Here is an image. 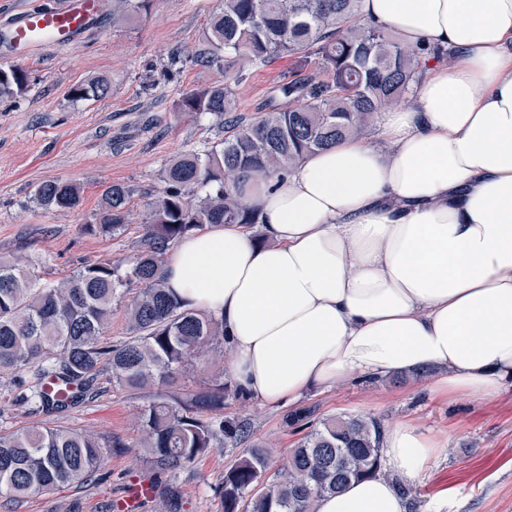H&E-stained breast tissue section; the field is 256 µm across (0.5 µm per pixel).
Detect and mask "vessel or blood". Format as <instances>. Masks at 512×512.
<instances>
[{"label": "vessel or blood", "mask_w": 512, "mask_h": 512, "mask_svg": "<svg viewBox=\"0 0 512 512\" xmlns=\"http://www.w3.org/2000/svg\"><path fill=\"white\" fill-rule=\"evenodd\" d=\"M105 0H62L54 7L17 11L0 22V59L18 61L39 47L65 48L102 23ZM154 493L150 481L136 480L132 495L116 504L118 512H136L140 502Z\"/></svg>", "instance_id": "b4317fda"}]
</instances>
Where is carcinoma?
Instances as JSON below:
<instances>
[{
  "label": "carcinoma",
  "mask_w": 512,
  "mask_h": 512,
  "mask_svg": "<svg viewBox=\"0 0 512 512\" xmlns=\"http://www.w3.org/2000/svg\"><path fill=\"white\" fill-rule=\"evenodd\" d=\"M153 0H112L117 24L146 13ZM359 0H224L212 14L201 46L190 56L202 66L224 69V83L185 94L184 112L208 113L221 122L224 141L204 153L187 152L165 165L163 186L149 204L139 250L123 276L109 260L86 262L58 284H41L22 256L0 260V371L25 369L32 399L47 414L84 400L101 367L122 389L157 387L140 411L141 447L157 469L176 472L208 449L248 437L247 426L204 413L224 408V385L171 401L163 389L192 366L206 347L224 336L219 318L191 308L166 285L164 255L186 234L206 224H254L246 186L267 182L292 169L304 156L346 137L365 134L377 115L403 102L421 77V49L403 45L382 26L357 23ZM291 57L299 65L316 60L309 75L280 78L274 100L262 115L239 110L234 88L248 66ZM17 67L0 68V97L24 92ZM103 80L72 90L79 99L102 98ZM133 189L110 186L90 235H120L130 224ZM76 186L49 179L34 201L45 211L73 208ZM138 286L127 302L130 337L102 341L112 301L122 287ZM77 386L70 401L43 389L49 377ZM300 433L285 471L266 477L270 452L252 448L224 471L223 512H315L321 496L337 494L362 478L381 475L421 512L414 482L383 468L386 432L381 419L349 415L319 420L303 408L286 418ZM76 430L33 425L0 431V494L15 500L35 492L85 484L106 464L107 448H125Z\"/></svg>",
  "instance_id": "carcinoma-1"
}]
</instances>
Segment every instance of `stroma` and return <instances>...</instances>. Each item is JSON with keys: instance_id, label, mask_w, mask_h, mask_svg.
<instances>
[{"instance_id": "1", "label": "stroma", "mask_w": 512, "mask_h": 512, "mask_svg": "<svg viewBox=\"0 0 512 512\" xmlns=\"http://www.w3.org/2000/svg\"><path fill=\"white\" fill-rule=\"evenodd\" d=\"M221 5L222 0H155L150 15L117 25L104 18L72 48H44L18 61L28 78L27 89L0 98L1 257H26L42 281L57 283L83 263L109 259L123 265L137 253L147 209L145 189L160 187L169 160L187 151H206L224 137L213 115L179 108L184 94L223 83V70L171 61L173 52L198 47L210 15ZM291 67L285 57L251 68L235 89L242 111L253 115ZM99 77L110 83L105 98L71 95V88ZM48 179L77 185L80 204L38 208L33 193ZM114 184L135 189L129 203L131 224L115 237L84 233V225L94 223L100 212L105 190ZM232 358L223 344L206 350L166 392L184 401L223 383L221 417L249 422V445L268 448L275 467L287 465L298 440L285 423L293 407L314 408L319 418L370 414L389 428L409 421L448 440L447 448L415 480L423 512H512V388L493 399L451 401L434 393L436 375L397 381L384 375L310 391L293 406H272L236 394L229 370ZM27 377L22 370L0 373V429L47 424L105 440L118 438L123 445L108 449L106 469L93 482L18 501L0 497V512H116V500L135 477L150 480L157 490L139 512H166L171 505L176 512H222L224 471L242 455V448L209 449L173 476L154 469L136 446L147 392L114 387L111 371L104 369L97 378L98 396L46 415L23 401Z\"/></svg>"}]
</instances>
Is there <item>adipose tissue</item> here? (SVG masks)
<instances>
[{
	"label": "adipose tissue",
	"instance_id": "1",
	"mask_svg": "<svg viewBox=\"0 0 512 512\" xmlns=\"http://www.w3.org/2000/svg\"><path fill=\"white\" fill-rule=\"evenodd\" d=\"M429 61L377 143L347 138L247 194L258 226L183 238L169 288L224 322L237 384L271 405L355 377L440 371L451 396L512 384V0H360ZM404 422L381 455L422 475L446 448ZM317 512H406L384 477Z\"/></svg>",
	"mask_w": 512,
	"mask_h": 512
}]
</instances>
